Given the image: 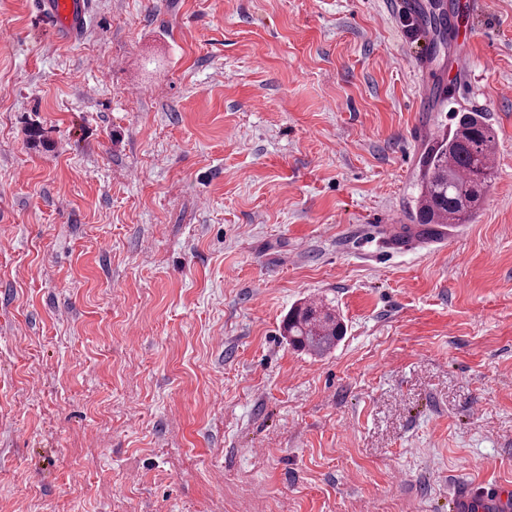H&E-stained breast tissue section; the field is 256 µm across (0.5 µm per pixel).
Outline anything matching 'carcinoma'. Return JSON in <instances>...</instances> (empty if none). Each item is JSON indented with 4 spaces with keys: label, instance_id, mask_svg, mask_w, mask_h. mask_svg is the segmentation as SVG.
<instances>
[{
    "label": "carcinoma",
    "instance_id": "1",
    "mask_svg": "<svg viewBox=\"0 0 512 512\" xmlns=\"http://www.w3.org/2000/svg\"><path fill=\"white\" fill-rule=\"evenodd\" d=\"M496 133L480 112H459L448 133L421 157L420 192L413 220L430 234L448 224H465L480 209L492 177L489 153ZM285 329L291 343L321 354L331 349L344 328L334 310L310 303L294 309Z\"/></svg>",
    "mask_w": 512,
    "mask_h": 512
}]
</instances>
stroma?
I'll use <instances>...</instances> for the list:
<instances>
[{"label": "stroma", "mask_w": 512, "mask_h": 512, "mask_svg": "<svg viewBox=\"0 0 512 512\" xmlns=\"http://www.w3.org/2000/svg\"><path fill=\"white\" fill-rule=\"evenodd\" d=\"M35 2L0 0V512L512 497V0L424 63L435 0H94L62 42ZM457 112L498 165L428 235ZM309 299L321 356L283 329ZM495 137L482 112H458L448 133L421 157L413 220L427 226V233L444 224H466L480 209L492 177ZM285 329L294 346L318 354L331 349L344 332L334 310L318 303L294 309L288 315Z\"/></svg>", "instance_id": "1"}]
</instances>
